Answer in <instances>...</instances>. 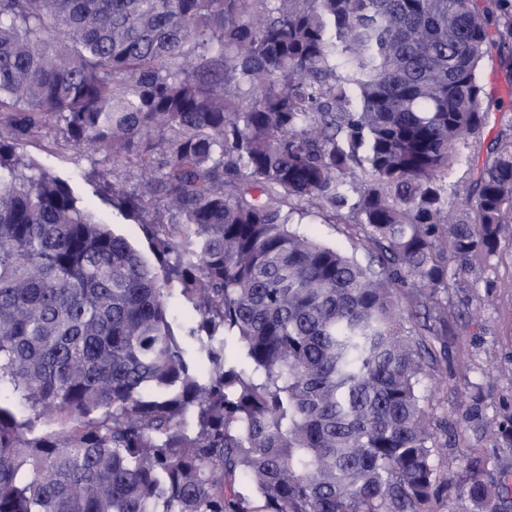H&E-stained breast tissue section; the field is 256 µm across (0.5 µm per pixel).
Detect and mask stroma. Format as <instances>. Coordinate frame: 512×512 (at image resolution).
<instances>
[{"mask_svg":"<svg viewBox=\"0 0 512 512\" xmlns=\"http://www.w3.org/2000/svg\"><path fill=\"white\" fill-rule=\"evenodd\" d=\"M480 80L486 92L482 107L489 121L465 150L457 170L461 177L470 165L486 160L499 131L512 129V68L502 63L497 49L485 56ZM60 128V122L53 119L30 135L24 145L28 156L50 175L66 180L84 206L111 224L116 233L147 251L138 223L118 216L95 192L96 183L104 180L134 188L136 173L112 165L92 150L65 146ZM463 296L469 300L471 316L464 328L447 336L445 350L437 356V369L428 373L421 386L431 411L447 422L452 433L439 448L437 464L440 476L455 491L453 506L461 512L469 506L464 476L470 450L481 455L485 479L493 486H501L504 469H512V448L499 446L488 431L504 412L512 411V229L505 233L483 282L448 291L450 304H457Z\"/></svg>","mask_w":512,"mask_h":512,"instance_id":"1","label":"stroma"}]
</instances>
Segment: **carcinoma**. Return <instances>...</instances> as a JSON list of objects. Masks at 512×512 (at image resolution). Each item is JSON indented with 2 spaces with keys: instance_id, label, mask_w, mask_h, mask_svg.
I'll use <instances>...</instances> for the list:
<instances>
[{
  "instance_id": "1",
  "label": "carcinoma",
  "mask_w": 512,
  "mask_h": 512,
  "mask_svg": "<svg viewBox=\"0 0 512 512\" xmlns=\"http://www.w3.org/2000/svg\"><path fill=\"white\" fill-rule=\"evenodd\" d=\"M492 46L512 0H0V512H435L426 337L512 224V132L448 203ZM51 118L178 217L155 263L26 158ZM300 232L316 236L319 240L336 245L346 253H356L364 257L362 249L355 240L349 237L350 229L346 224H328L320 216H309L301 224H293Z\"/></svg>"
}]
</instances>
